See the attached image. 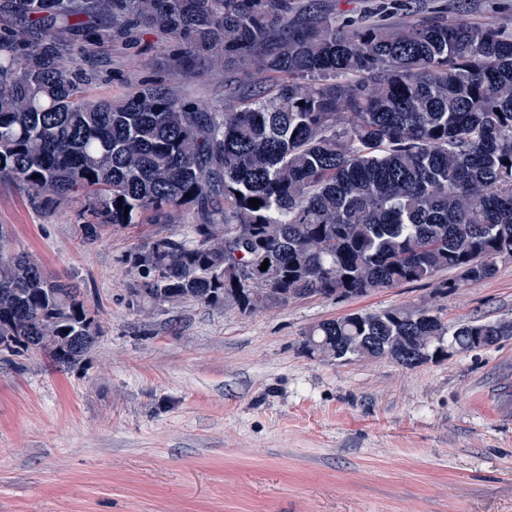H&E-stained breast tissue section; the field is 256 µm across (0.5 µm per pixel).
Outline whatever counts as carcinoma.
Returning a JSON list of instances; mask_svg holds the SVG:
<instances>
[{"instance_id": "obj_1", "label": "carcinoma", "mask_w": 512, "mask_h": 512, "mask_svg": "<svg viewBox=\"0 0 512 512\" xmlns=\"http://www.w3.org/2000/svg\"><path fill=\"white\" fill-rule=\"evenodd\" d=\"M42 31L0 35V178L32 199L83 201L84 240L140 223L148 211H197L201 223L129 254L137 307L228 300L243 311L305 294L367 295L492 277L512 257V35L464 19L395 27L343 25L288 0H9ZM169 31L244 69L222 112H199L163 89L118 102L80 98L87 78L63 59L55 30L93 35L82 17ZM282 80L267 82L268 76ZM260 200L254 208L248 199ZM267 270H260L264 260ZM418 309L356 312L314 325L303 349L341 359L400 337L403 366L428 336L475 350L474 330ZM70 283L0 245V336L79 361L72 337L99 336Z\"/></svg>"}]
</instances>
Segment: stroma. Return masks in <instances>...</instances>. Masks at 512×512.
<instances>
[{
    "mask_svg": "<svg viewBox=\"0 0 512 512\" xmlns=\"http://www.w3.org/2000/svg\"><path fill=\"white\" fill-rule=\"evenodd\" d=\"M338 21L465 19L512 32V0H291ZM86 99L165 88L220 109L233 64L137 25L95 43L60 33ZM80 199L40 203L0 179V243L77 284L101 336L77 364L0 352V512H512V338L415 367L301 348L313 325L355 312L434 308L443 321L512 320V258L438 294L403 284L246 312L194 301L151 315L129 252L198 223L194 210L85 243Z\"/></svg>",
    "mask_w": 512,
    "mask_h": 512,
    "instance_id": "stroma-1",
    "label": "stroma"
}]
</instances>
